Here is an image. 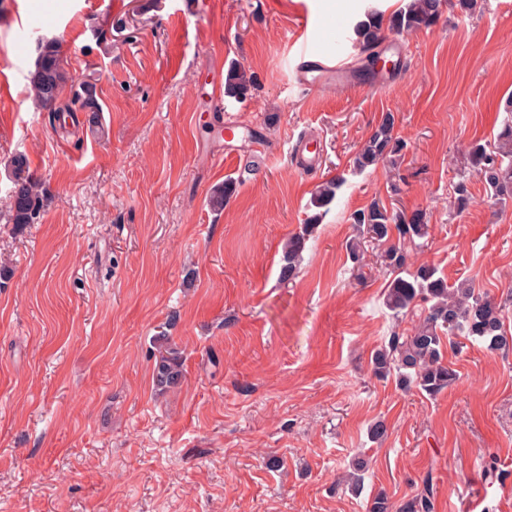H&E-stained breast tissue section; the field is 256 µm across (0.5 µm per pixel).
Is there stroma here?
<instances>
[{
	"instance_id": "obj_1",
	"label": "stroma",
	"mask_w": 512,
	"mask_h": 512,
	"mask_svg": "<svg viewBox=\"0 0 512 512\" xmlns=\"http://www.w3.org/2000/svg\"><path fill=\"white\" fill-rule=\"evenodd\" d=\"M405 4L0 0V512H368L373 494L399 501L428 474L435 512H512V348H446L458 378L434 396L376 378L373 353L419 317L385 307L376 248L362 270L346 249L352 214L372 202L420 210L415 264L499 301L512 293V203L492 204L469 156L512 121V0L468 13L451 0L431 29L386 32L402 51L390 84L323 91L295 78L304 47L367 68L355 24ZM42 38L73 82L96 74L102 130L83 113V130L63 134L36 107ZM234 62L256 88L214 111L209 75ZM389 113L404 158L356 171ZM306 146L319 159L304 171ZM19 154L47 194L20 232L7 221ZM230 177L237 192L213 211ZM338 178L296 278L281 280L312 195ZM461 182L471 202L459 214ZM163 330L185 379L159 396ZM380 419L388 435L374 442ZM358 457L369 469L356 495L337 478Z\"/></svg>"
}]
</instances>
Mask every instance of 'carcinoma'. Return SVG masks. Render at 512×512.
Instances as JSON below:
<instances>
[{
  "instance_id": "obj_1",
  "label": "carcinoma",
  "mask_w": 512,
  "mask_h": 512,
  "mask_svg": "<svg viewBox=\"0 0 512 512\" xmlns=\"http://www.w3.org/2000/svg\"><path fill=\"white\" fill-rule=\"evenodd\" d=\"M441 5L442 0H410L405 9L389 16L371 13L356 27V42L372 62L384 31L400 33L428 29L439 19ZM30 84L39 107L53 113L55 119L61 112H87L89 121L94 123L98 113L103 111L98 92H89L86 82L69 85L63 60L52 42L41 43L34 70L30 73ZM254 84L253 75L233 65L225 76L224 94L243 100L252 95ZM66 93L69 94L67 99L64 98ZM394 123L393 115L386 114L356 152L354 168L362 171L387 159L396 163L406 142L394 135ZM469 154L494 204L511 201L512 123H504L494 140L473 144ZM12 163L14 181L9 194V216L15 230L21 231L40 218L44 199L39 183L29 173L26 157L17 155ZM337 188L338 183L332 181L314 194L311 206L315 212L308 216L300 232L288 239L280 270L281 280L289 281L296 275L297 260L329 212ZM236 192L237 181L226 179L212 191L209 205L220 210ZM353 223L359 233V237L349 243L353 260L363 258V240L383 247L381 262L390 274L384 290V304L393 315L397 317L413 311L421 302L426 304L411 333L393 334L388 344L373 355L371 365L376 377L386 378L395 373L400 386L413 385L434 395L456 379L455 370L445 359L443 340H448L451 345L455 336H472L487 342L492 349H504L512 344L499 303L476 291L468 280L450 286L436 267L412 266L410 249L419 246L417 240L428 234L424 212L416 210L407 217L400 216L373 202L354 215ZM156 341L164 350L155 361L153 383L155 392L164 394L181 385L182 354L171 344L167 334L160 333ZM435 493L433 477L429 475L423 480V489L419 493L396 503L382 493L374 496L369 512H434Z\"/></svg>"
}]
</instances>
